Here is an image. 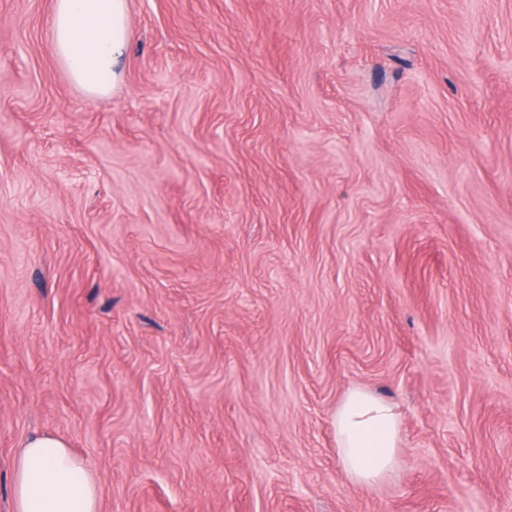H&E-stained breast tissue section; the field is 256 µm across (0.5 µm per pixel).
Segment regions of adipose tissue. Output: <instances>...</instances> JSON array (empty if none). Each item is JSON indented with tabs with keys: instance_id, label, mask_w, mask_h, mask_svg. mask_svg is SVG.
I'll return each mask as SVG.
<instances>
[{
	"instance_id": "1",
	"label": "adipose tissue",
	"mask_w": 512,
	"mask_h": 512,
	"mask_svg": "<svg viewBox=\"0 0 512 512\" xmlns=\"http://www.w3.org/2000/svg\"><path fill=\"white\" fill-rule=\"evenodd\" d=\"M51 45L72 79L88 93L108 92L130 41L128 0H54ZM344 471L357 485L383 482L394 470L400 420L394 407L371 392L350 391L334 419ZM14 512H99L93 474L67 442L34 436L20 449L13 472Z\"/></svg>"
}]
</instances>
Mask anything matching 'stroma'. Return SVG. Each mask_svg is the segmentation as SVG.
I'll list each match as a JSON object with an SVG mask.
<instances>
[{
    "label": "stroma",
    "mask_w": 512,
    "mask_h": 512,
    "mask_svg": "<svg viewBox=\"0 0 512 512\" xmlns=\"http://www.w3.org/2000/svg\"><path fill=\"white\" fill-rule=\"evenodd\" d=\"M128 4L95 96L0 0V512L34 435L100 512H512V0ZM344 471L361 486L383 482L394 470L400 448V420L394 407L362 389L350 391L334 419Z\"/></svg>",
    "instance_id": "obj_1"
}]
</instances>
